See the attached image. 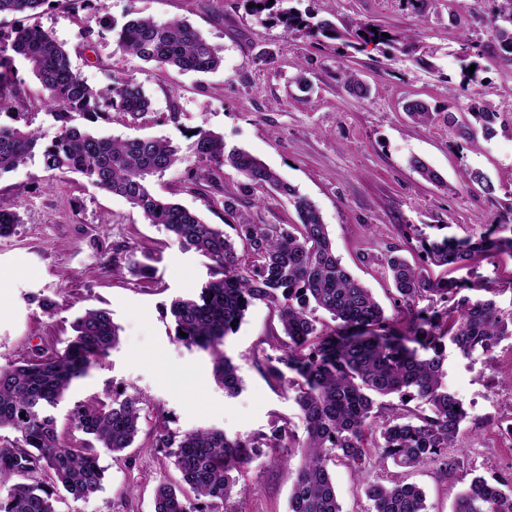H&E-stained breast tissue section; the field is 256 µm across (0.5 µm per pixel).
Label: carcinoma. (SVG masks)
<instances>
[{"mask_svg":"<svg viewBox=\"0 0 512 512\" xmlns=\"http://www.w3.org/2000/svg\"><path fill=\"white\" fill-rule=\"evenodd\" d=\"M48 2L0 0V15L32 13ZM246 2L259 19L275 20L289 31L336 38L331 21L315 22L293 7H275L285 0ZM361 31L355 37L366 45L406 46V38L380 25L366 24ZM112 33L123 54L160 68L205 74L222 64L217 49L183 19L132 18L112 26ZM494 37L512 62V27H495ZM17 59L29 66L46 91L45 104L54 109L58 131L49 140L32 127L29 113L14 111ZM345 86L354 97L367 96L365 85L351 70L346 71ZM149 108V99L131 81H114L103 88L87 84L73 70L64 45L41 28L0 34V172L38 152L45 171L80 174L91 186L125 198L148 223L163 227L184 248L208 257L213 262L209 278L192 296L173 300L169 312L177 339L211 357L214 377L227 394L239 392L241 378L224 354V340L237 331L250 306H271L286 337L282 354L267 358L261 373L293 393L305 424V441L287 425L269 436L231 439L212 428L180 433L164 423L156 428L151 446L173 459L181 482L158 486L155 512H219L216 502L246 491L236 489L238 474L264 448L304 449L289 494V512H342L328 461L365 468L371 438L399 467L455 469L448 449L468 412L442 383L446 342L466 354L488 352L509 334V325L491 299L463 296L456 307L426 317L417 310V301L427 297L446 303L464 287L487 286L430 278L424 266H413L400 255L401 245L390 243L385 261L395 287L393 303L404 319L403 327L397 328L398 320L385 315L372 292L334 254L317 207L259 158L240 148L226 149L224 139L205 128L192 135L188 146L193 164L186 174L193 185L214 186L229 166L243 178L245 192L271 189L288 197L295 210L293 224H258L239 209L238 199L226 198L221 201L224 213L236 220L232 238L219 225L151 192L152 177L185 162L180 147L166 139L100 137L72 124L75 113L95 123L112 120L114 111L136 120ZM405 110L419 125L433 120L423 101H410ZM473 117V123L458 124L467 143L494 133L500 113L483 108ZM19 223L17 213L0 211V238L10 237ZM417 241L426 261L439 267L465 268L480 256L512 257L511 224H494L476 239L419 234ZM143 256L133 262V271L141 279H152L151 254L145 249ZM317 311L327 313L333 324L319 323ZM74 331L61 350L37 346L19 361L0 365V429L14 433L11 439L0 438V479H20L0 493V512H56L53 496L58 490L77 501L102 489L104 468L95 448H79L62 438L50 409L118 345L119 327L109 312L88 309ZM182 331L187 336H180ZM390 394L399 395L400 404L375 405V397ZM141 404L137 395L114 391L108 403L75 404L71 419L84 434L120 455L138 435ZM509 485L511 481L493 484L473 477L458 498L456 512H512V490H505ZM364 493L372 512H427L422 490L402 480L369 483Z\"/></svg>","mask_w":512,"mask_h":512,"instance_id":"1","label":"carcinoma"}]
</instances>
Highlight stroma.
I'll list each match as a JSON object with an SVG mask.
<instances>
[{
	"label": "stroma",
	"instance_id": "35a3bbf8",
	"mask_svg": "<svg viewBox=\"0 0 512 512\" xmlns=\"http://www.w3.org/2000/svg\"><path fill=\"white\" fill-rule=\"evenodd\" d=\"M301 11L336 24V40L314 39L259 22L246 0H93L73 13L44 5L28 17L0 16V33L37 26L63 42L73 69L91 86L134 79L151 101L138 120L113 114L111 121L78 125L105 137L167 138L188 147L189 132L219 133L226 147L245 149L310 199L328 227L337 257L384 309L394 292L383 268L387 244L398 243L419 261L414 232L463 238L485 232L512 211V132L496 131L466 144L448 115L490 105L512 115V63L494 37L493 0H293ZM188 20L218 51L223 62L212 73L157 68L117 52L111 38L88 46L83 29H101L105 19L134 17ZM411 35L415 52L347 45L346 35L362 23ZM469 43L483 68L480 84L461 89L459 52ZM366 83V98L350 96L347 70ZM411 99L435 113L429 128L414 124L403 110ZM175 121H168L169 112ZM424 160L440 177L425 181L410 166ZM482 171L494 186L486 193L472 184ZM242 178L224 168L219 189L198 188L176 167L153 178L154 195L178 202L206 223L227 226L231 218L219 201L235 197L241 210L260 222L293 221L287 197L256 189L246 193ZM0 210L21 217L15 233L0 238V364L22 358L34 345L63 347L75 320L89 308L110 312L120 341L87 376L70 386L52 408L58 432L72 444L86 436L71 421L75 403L109 401L113 391L140 395V431L131 448L114 458L98 449L105 469L101 491L83 500L62 497L56 512H154L155 490L179 482L180 474L150 443L159 417L172 430L215 428L228 437L268 434L289 424L303 434L300 412L290 394L267 379L259 366L278 356L281 326L266 304L250 307L236 334L223 346L239 368L242 391L227 395L213 374L209 356L174 337L165 309L188 295L210 272L208 258L183 250L163 227L147 223L121 196L99 190L73 173L46 175L39 158L0 173ZM153 251L157 272L146 282L127 270L140 246ZM449 278L481 277L489 283L503 317H512V257L479 259L473 269L448 270ZM490 369L482 353L465 359L447 347L446 382L468 417L449 456L460 465L450 474L424 466L401 468L372 460L363 471L332 460L328 468L343 512H369L367 483L394 479L416 484L428 512H454L458 494L473 475L489 482L512 477V447L496 431L512 419V336L502 337ZM302 459L298 448L264 451L245 473L249 491L231 500L233 512H288V494Z\"/></svg>",
	"mask_w": 512,
	"mask_h": 512
}]
</instances>
